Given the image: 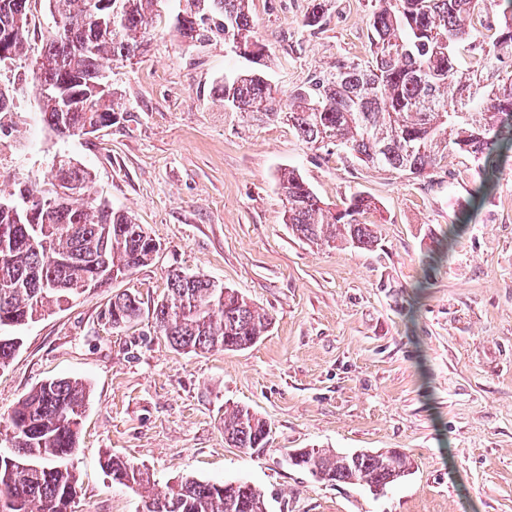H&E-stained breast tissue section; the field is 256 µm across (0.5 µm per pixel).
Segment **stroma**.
<instances>
[{
	"label": "stroma",
	"mask_w": 512,
	"mask_h": 512,
	"mask_svg": "<svg viewBox=\"0 0 512 512\" xmlns=\"http://www.w3.org/2000/svg\"><path fill=\"white\" fill-rule=\"evenodd\" d=\"M372 0H328L326 22L304 25L312 0H250L271 53L270 82L288 93L336 61L369 57ZM179 0H158L150 48L106 73L125 119L62 137L41 119L33 80L17 85L0 117V196L47 185L70 158L93 189L159 245L153 261L24 327L0 369V420L43 380L89 387L78 449L75 512H143L141 494L101 469L117 455L148 467L151 493L184 476L261 490L269 512H512V156L457 241L440 240L478 186L470 157L449 154L432 178L412 179L315 150L285 121L226 109L215 90L249 69L222 39L183 44ZM298 169L319 197L343 209L374 197L371 251L318 248L283 222L278 176ZM201 272L268 312L251 348L174 350L151 311L170 273ZM142 302L113 326L115 295ZM239 405L271 428L250 453L224 441V410ZM395 449L409 475L375 495L316 481L289 451Z\"/></svg>",
	"instance_id": "35a3bbf8"
}]
</instances>
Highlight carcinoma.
<instances>
[{"instance_id":"cac0c4a2","label":"carcinoma","mask_w":512,"mask_h":512,"mask_svg":"<svg viewBox=\"0 0 512 512\" xmlns=\"http://www.w3.org/2000/svg\"><path fill=\"white\" fill-rule=\"evenodd\" d=\"M156 0H46L53 31L31 55L32 0H0V69L32 61L33 80L46 87L40 112L56 133L78 136L91 125L109 127L126 107L115 92L96 91L106 62L132 64L144 54ZM250 0H185L175 31L193 46L219 37L224 46L256 64L218 91L224 107L258 120L283 119L310 148H336L361 162L406 175H430L448 153L482 162L477 207L498 159L512 152V0H374L366 22L371 61L341 60L286 96L267 79L266 47L256 37ZM498 16L489 43L473 46L475 65L460 68L459 45L473 39L474 19ZM327 0H313L304 24L323 25ZM91 172L70 159L53 166L52 189L18 188L20 197L49 201L38 222L19 221L0 208V368L20 348L18 332L51 306L78 296L86 281L109 270L129 275L154 257L150 238L128 213L116 210L91 187ZM66 184L79 197L59 200L53 187ZM283 221L298 239L316 246H377L371 224L359 216L377 202L354 194L333 211L302 175L286 169L279 178ZM105 260L89 264L92 249ZM132 293L112 298V324L141 314ZM155 328L169 344L188 353L236 351L251 347L269 331L272 317L238 291L219 288L207 275L175 273L153 305ZM88 390L79 379H46L20 398L0 423V512H65L77 478L70 459L77 449ZM267 422L245 407L224 410V441L256 451L266 446ZM411 460L393 450L360 453L349 463L326 449H311L302 469H319L331 485L395 483L397 469ZM112 481L133 491L151 484L148 469L119 456L104 459ZM264 495L246 482H212L186 476L167 493L145 502L146 512H267Z\"/></svg>"}]
</instances>
